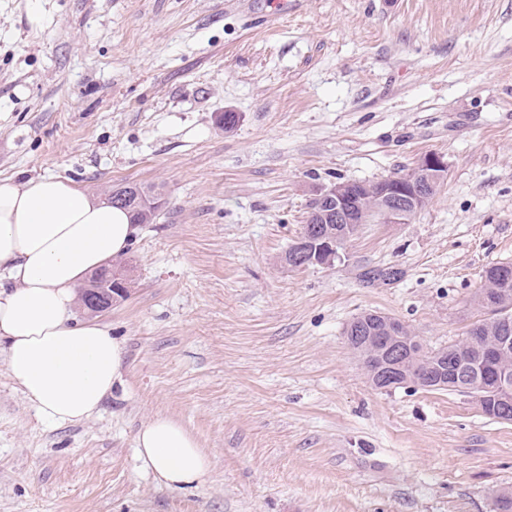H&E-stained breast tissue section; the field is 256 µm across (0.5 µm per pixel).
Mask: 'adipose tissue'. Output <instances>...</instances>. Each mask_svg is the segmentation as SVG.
<instances>
[{
	"mask_svg": "<svg viewBox=\"0 0 512 512\" xmlns=\"http://www.w3.org/2000/svg\"><path fill=\"white\" fill-rule=\"evenodd\" d=\"M137 232L129 210L69 179L0 180V347L43 421L90 418L120 382L121 342L75 307L87 277L122 258ZM136 450L170 489L202 481L210 468L195 437L162 414L141 427Z\"/></svg>",
	"mask_w": 512,
	"mask_h": 512,
	"instance_id": "adipose-tissue-1",
	"label": "adipose tissue"
}]
</instances>
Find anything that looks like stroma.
Segmentation results:
<instances>
[{
    "label": "stroma",
    "instance_id": "35a3bbf8",
    "mask_svg": "<svg viewBox=\"0 0 512 512\" xmlns=\"http://www.w3.org/2000/svg\"><path fill=\"white\" fill-rule=\"evenodd\" d=\"M427 153L448 176L409 223L283 262L325 186ZM41 175L164 203L97 315L125 350L98 412L42 422L0 351V512H493L512 489V422L373 388L345 337L375 311L447 345L512 263V0H288L258 27L229 0H0V179ZM158 413L208 454L196 485L142 469Z\"/></svg>",
    "mask_w": 512,
    "mask_h": 512
}]
</instances>
